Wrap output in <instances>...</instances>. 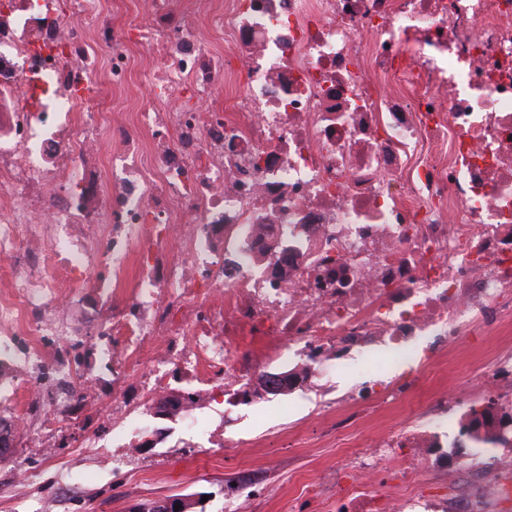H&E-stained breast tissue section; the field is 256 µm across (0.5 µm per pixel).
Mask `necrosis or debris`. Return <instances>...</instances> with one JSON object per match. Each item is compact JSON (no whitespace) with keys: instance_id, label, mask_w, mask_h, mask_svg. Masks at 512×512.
Here are the masks:
<instances>
[{"instance_id":"1","label":"necrosis or debris","mask_w":512,"mask_h":512,"mask_svg":"<svg viewBox=\"0 0 512 512\" xmlns=\"http://www.w3.org/2000/svg\"><path fill=\"white\" fill-rule=\"evenodd\" d=\"M478 324L512 327V0H0V335L112 337L140 387L103 408L114 447L167 390L192 429L267 360L301 398L382 344L404 372L318 423L344 451L330 512H487L512 455L489 480L437 429L502 433L460 398L512 399V355L346 442ZM47 370L70 375L36 355L0 377L37 394ZM380 420H384L387 424L406 425L412 423L416 419V415L412 408L400 405L398 409L391 413L377 412L372 414L370 420L356 433V439H363L372 431L373 425Z\"/></svg>"}]
</instances>
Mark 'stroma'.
Masks as SVG:
<instances>
[{"mask_svg":"<svg viewBox=\"0 0 512 512\" xmlns=\"http://www.w3.org/2000/svg\"><path fill=\"white\" fill-rule=\"evenodd\" d=\"M82 356L81 370L96 376L97 398L81 400L70 395L67 412L70 425L62 432L24 429L16 437L14 455L0 462V512H43L53 503L54 512H129L142 503L173 495L208 493L206 512H226L224 475L239 460L265 469L270 482L280 488L276 499L244 500L238 512H323V499L336 492L331 477L336 472L338 454L316 435V420L325 399L310 395L298 406L282 410L268 396L244 406L238 420L225 422L222 409L202 417L210 430H224L238 442L236 456L225 457L223 449L203 454L191 448L192 436L176 420L151 414L140 421L138 439L143 446L122 469L112 466L108 449L109 430L101 416L103 403L112 399V363L108 336H80L75 340ZM56 342L48 336H0V363L16 367L33 353H48ZM512 352V335L484 330L447 351L445 362L426 382L434 388H455L495 357ZM387 352L379 350L353 357L332 379L330 388L338 392L354 390L362 382V369L385 370ZM52 439V451L42 449ZM318 490L320 501L298 498L301 482Z\"/></svg>","mask_w":512,"mask_h":512,"instance_id":"obj_1","label":"stroma"}]
</instances>
